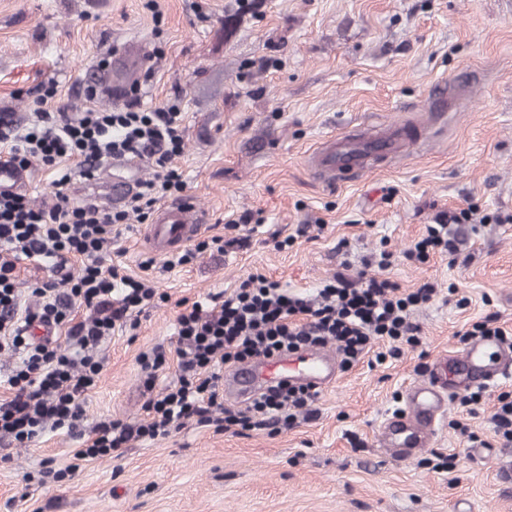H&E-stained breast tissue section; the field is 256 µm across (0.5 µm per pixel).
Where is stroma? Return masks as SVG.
<instances>
[{"label": "stroma", "instance_id": "35a3bbf8", "mask_svg": "<svg viewBox=\"0 0 512 512\" xmlns=\"http://www.w3.org/2000/svg\"><path fill=\"white\" fill-rule=\"evenodd\" d=\"M130 42L144 52L135 79L146 102L184 114L174 163L208 213L201 238L232 244L172 268L151 256L143 223L120 225L113 262L166 300L136 331L115 330L87 423L142 422L138 357L175 347L177 301L249 274L303 290L380 273L401 291L430 283L436 294L411 316L419 350L340 371L314 417L291 429L240 436L191 423L44 486L25 474L46 458L70 465L78 440L51 433L0 448V512H512V444L494 437L491 420L512 377L483 388L475 415L450 401L433 444L410 460L392 458L380 436L407 387L458 354L474 323L493 314L512 330V223L494 221L512 216V0H0V115L26 125L52 83L49 110L111 108L87 89L110 50ZM370 123L411 146L333 183L308 167L326 141ZM150 174L115 160L64 191L81 203L100 178ZM468 207L454 259H408L426 225ZM244 215L259 229L239 244L232 225ZM383 251L391 264L381 270L370 259ZM441 454L454 455L452 471L436 469Z\"/></svg>", "mask_w": 512, "mask_h": 512}]
</instances>
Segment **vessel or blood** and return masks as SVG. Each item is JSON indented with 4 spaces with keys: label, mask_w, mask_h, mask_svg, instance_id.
I'll list each match as a JSON object with an SVG mask.
<instances>
[{
    "label": "vessel or blood",
    "mask_w": 512,
    "mask_h": 512,
    "mask_svg": "<svg viewBox=\"0 0 512 512\" xmlns=\"http://www.w3.org/2000/svg\"><path fill=\"white\" fill-rule=\"evenodd\" d=\"M406 148L396 133L364 129L343 141L340 149H327L315 157L329 176L365 171L375 157L396 156ZM26 170L0 165V192L26 188ZM208 221V214L189 196L162 206L147 240L155 254L163 255L190 243ZM339 368L334 351L324 347L285 357L237 365L224 372V397L242 404L270 385L295 382L322 390L332 385ZM512 374V345L492 337L472 340L459 354L434 364L425 378L409 387L403 409L391 412L381 427L384 446L394 457L407 459L429 447L445 418L451 396L472 386H488Z\"/></svg>",
    "instance_id": "obj_1"
}]
</instances>
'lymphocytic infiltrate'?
<instances>
[{"mask_svg": "<svg viewBox=\"0 0 512 512\" xmlns=\"http://www.w3.org/2000/svg\"><path fill=\"white\" fill-rule=\"evenodd\" d=\"M56 94L52 85L36 99L34 118L25 128L0 119L7 162L26 168L36 161L60 172L57 201L50 208L33 207L18 193H0V353L18 357L6 380L11 395L0 400V443L22 446L57 431L81 441L66 468L42 460V479H64L77 471L79 462L113 455L134 438L169 437L190 420L235 434L288 429L310 414L318 397L306 387L281 384L245 405L225 406L218 383L226 365L332 340L349 368L369 354L381 364L399 357L402 346H419L420 328L410 314L433 299L432 285L406 293L387 277L359 283L339 274L315 292L291 293L277 281L252 274L231 292L208 295L179 311L174 357L159 346L140 354L146 388L154 387L168 361H176L179 372L176 386L144 403L143 423L105 417L86 425L84 403L105 367L104 346L116 324L137 328L138 315L157 304V293L145 279L122 274L109 263L112 231L129 218H147L160 202L185 191L183 173L174 164L185 127L177 106L144 108L136 84L123 108L89 109L73 117L47 111ZM112 158H137L153 169L127 209L71 203L63 188L72 173L93 179ZM71 159L75 171L61 170V163ZM471 216V211L454 210L447 223L427 225L409 258L423 261L433 252L455 255L453 227ZM25 259L48 267L53 276L33 288L35 306L23 308L15 271ZM74 259L81 263L75 278L64 273ZM79 304L92 311L80 321L74 315ZM36 321L52 326L54 336L37 341L26 335L24 326ZM377 343L382 351H374Z\"/></svg>", "mask_w": 512, "mask_h": 512, "instance_id": "1", "label": "lymphocytic infiltrate"}]
</instances>
